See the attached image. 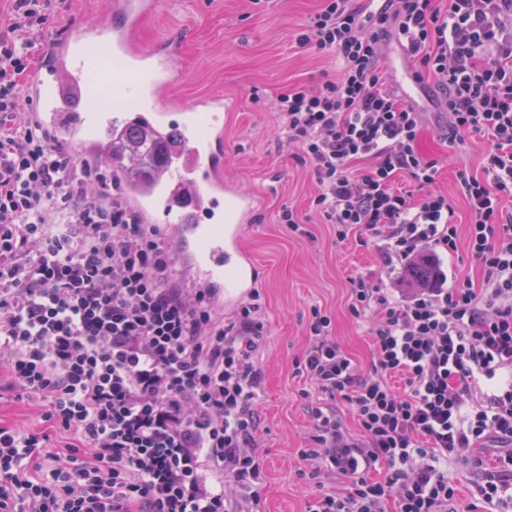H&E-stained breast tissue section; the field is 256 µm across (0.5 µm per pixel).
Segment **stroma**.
<instances>
[{"instance_id":"35a3bbf8","label":"stroma","mask_w":512,"mask_h":512,"mask_svg":"<svg viewBox=\"0 0 512 512\" xmlns=\"http://www.w3.org/2000/svg\"><path fill=\"white\" fill-rule=\"evenodd\" d=\"M160 9L139 30L136 44L147 49L166 38L180 45L176 76L162 100L192 105L204 94L224 97V174L239 190L260 195L261 210L246 231L244 245L263 271L258 289L265 303V345L257 357L263 390L257 402L260 456L266 471L265 512H304L313 488L298 480L300 448L310 443L309 401L318 400L298 361L307 342L311 306L332 318V337L362 370L373 362L366 323L349 313V279L360 272L382 276L398 287L375 247L356 237L337 241L312 208L316 184L297 147L278 133L276 97L297 84H314L336 68L316 49L299 45L298 28L321 0H159ZM103 0H59L43 37L65 36L98 19ZM417 105L427 116L418 149L439 161L434 191L447 195L460 222L468 212L457 175H482L490 150L470 134L463 146L443 138V115L425 96ZM292 206L303 233L281 224L283 206Z\"/></svg>"}]
</instances>
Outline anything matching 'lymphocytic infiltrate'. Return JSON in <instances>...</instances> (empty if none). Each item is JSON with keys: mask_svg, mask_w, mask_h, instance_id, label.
<instances>
[{"mask_svg": "<svg viewBox=\"0 0 512 512\" xmlns=\"http://www.w3.org/2000/svg\"><path fill=\"white\" fill-rule=\"evenodd\" d=\"M56 0H10L0 32V400L40 406L0 424V512H264L254 354L263 303L230 319L210 288L171 276L168 232L113 196L20 111L36 35ZM396 40L431 76L445 138H486L483 175L462 171L467 252L479 282L449 285L458 217L430 192L425 115L402 103L379 60ZM337 78L276 99L278 130L301 151L315 209L338 241L359 234L386 264L432 275L394 295L349 280L374 347L362 372L310 309L303 369L328 402L309 409L302 479H334L305 512H455L448 463L477 475L479 499L512 507V0H322L296 35ZM424 187L397 190L398 177ZM357 422L349 433L332 405Z\"/></svg>", "mask_w": 512, "mask_h": 512, "instance_id": "1", "label": "lymphocytic infiltrate"}]
</instances>
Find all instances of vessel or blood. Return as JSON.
Wrapping results in <instances>:
<instances>
[{
  "label": "vessel or blood",
  "mask_w": 512,
  "mask_h": 512,
  "mask_svg": "<svg viewBox=\"0 0 512 512\" xmlns=\"http://www.w3.org/2000/svg\"><path fill=\"white\" fill-rule=\"evenodd\" d=\"M157 8V0H108L106 20L47 39L50 62L32 71L25 96L38 123L80 159L109 153L113 130L131 124L160 144L159 164L132 201L147 223L184 235L182 258L197 282L220 285L225 305L235 306L262 278L243 243L261 199L224 178L223 96L190 107L159 103V89L174 78L177 46L162 40L139 50L132 41Z\"/></svg>",
  "instance_id": "1"
}]
</instances>
